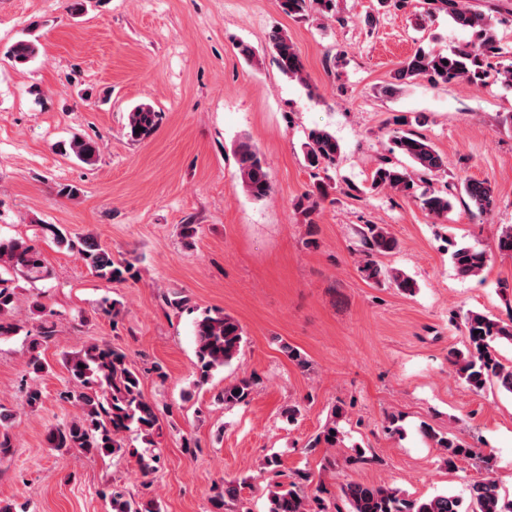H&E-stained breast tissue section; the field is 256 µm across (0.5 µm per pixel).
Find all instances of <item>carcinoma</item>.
<instances>
[{
  "label": "carcinoma",
  "mask_w": 512,
  "mask_h": 512,
  "mask_svg": "<svg viewBox=\"0 0 512 512\" xmlns=\"http://www.w3.org/2000/svg\"><path fill=\"white\" fill-rule=\"evenodd\" d=\"M279 7L289 16L302 17L309 12L332 10L333 0H279ZM443 12L455 25L473 31L474 40L448 54L417 48L400 62L393 78L400 84L417 80L431 86L461 82L471 86H483L489 80H499L512 85V50L504 47L494 28L492 18L477 12L465 4V0H434L429 13ZM270 48L278 69L290 79L305 82L304 64L293 41L283 31L274 30L270 35ZM38 52L32 41L15 42L7 56L17 65L30 62ZM159 113L146 103L135 106L129 113L125 126L126 135L133 141H142L156 131ZM395 128L389 131L390 151L411 163L406 167L388 159L375 168L370 190L389 189L409 194L414 189V175L438 172L446 166L444 158L422 135L404 128L406 120H394ZM143 128L137 133L135 129ZM69 154L86 165H93L99 157L97 141L83 136L73 137ZM341 147L336 137L324 129H312L307 134L305 160L311 168H327L336 163ZM239 179L243 190L253 199L262 200L272 192L266 162L259 149L242 141L235 148ZM331 186L315 185V190L305 195L311 204L303 209L307 216L318 206V200L330 194ZM476 210V214H490L496 203L494 191L486 181L468 180L460 188ZM423 208L429 213L444 217L452 208L450 197L436 193L422 195ZM59 249L75 251L84 266L95 276L108 282H126L137 277L134 265L116 259L112 252L103 248L94 238L84 236L72 239L53 224L43 226ZM360 247L369 257L360 272L368 280L385 278L404 293H412L416 282L404 271L396 268L383 270L372 256L391 253L399 248L398 240L384 224H366L359 230ZM452 260L458 275L463 278L478 277L490 261L483 249L460 247L452 252ZM46 272L41 254L20 240L0 238V338L16 334L19 326L10 321L15 307L14 289L9 286V276L22 274L39 278ZM461 325L467 336L463 350H452L448 361L453 371L475 390L495 383L512 394V366L504 365L498 358L496 345L512 344V316L504 321L478 311H467L461 316ZM54 333L53 326L45 325L40 335L30 341L27 366L34 374L47 370L41 360L39 348ZM195 353L198 377L196 384L208 383L210 372L218 366L230 364L237 358L244 343V331L233 317L222 311L205 312L194 325ZM65 366L74 383L67 399L78 409L69 421L52 428L47 435L51 448H75L88 456L109 455L126 447L124 435L134 431L151 443V436L159 427L158 408L147 400L141 390L140 375L130 365L125 352L106 343L93 344L83 353L65 359ZM255 380L242 378L227 385L218 400L232 407L247 400ZM342 410L332 409L322 431L309 443L311 448H334L340 441L339 424ZM421 433L435 447L448 453V463L459 456L473 455V449L465 447L456 437L440 434L424 424ZM112 446L113 450L106 449ZM308 476L283 485L276 483L269 491L267 512H310L309 495L305 482ZM341 499L346 509L334 506L335 512H463V499L455 494H437L430 498L409 500L400 490L387 486L350 481L341 486ZM238 489L232 481L224 482V488L214 496V505L224 508L226 501L236 500ZM112 512H161L154 500L140 502L131 496L114 491L111 495ZM468 512H512V502L503 499L497 485L490 479L473 483L469 487Z\"/></svg>",
  "instance_id": "1"
}]
</instances>
